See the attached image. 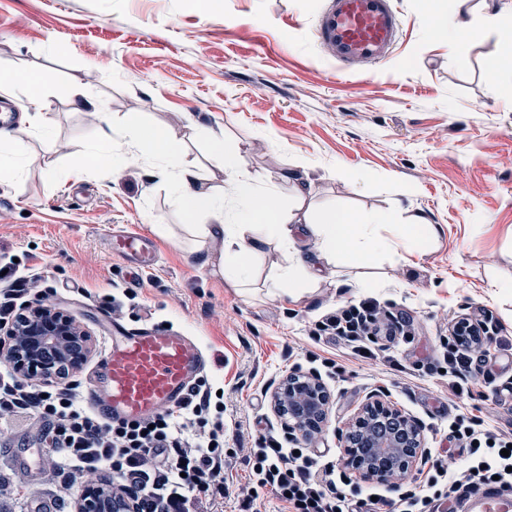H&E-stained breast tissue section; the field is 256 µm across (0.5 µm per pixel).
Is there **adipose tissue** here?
Wrapping results in <instances>:
<instances>
[{"label": "adipose tissue", "instance_id": "adipose-tissue-1", "mask_svg": "<svg viewBox=\"0 0 512 512\" xmlns=\"http://www.w3.org/2000/svg\"><path fill=\"white\" fill-rule=\"evenodd\" d=\"M482 4L484 24L480 27L464 15L432 11L431 35L463 51L482 36L484 28L498 21L495 0H482ZM125 129L131 157H151L167 165L182 212L191 219L200 214L210 216V223L201 225L200 233L223 245V262L215 264L211 251L201 245L193 250L195 260L200 267L224 276L234 287H246L266 246L274 240L286 249L287 257L268 279L270 292L298 299L317 287L322 266L344 257L362 263L383 255L396 258L401 248L429 244L436 235L422 215L394 209L366 213L334 209L315 222L298 217L294 211L283 209L276 194L261 191L254 177L225 152L223 145H214L212 154L222 165L224 180L219 185H208L179 164L182 145L165 128L144 125L139 115L131 114ZM303 235L317 243L313 258H304L295 247L296 237Z\"/></svg>", "mask_w": 512, "mask_h": 512}]
</instances>
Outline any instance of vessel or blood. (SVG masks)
Instances as JSON below:
<instances>
[{
    "label": "vessel or blood",
    "instance_id": "1",
    "mask_svg": "<svg viewBox=\"0 0 512 512\" xmlns=\"http://www.w3.org/2000/svg\"><path fill=\"white\" fill-rule=\"evenodd\" d=\"M399 32L393 0H331L322 14L316 37L330 45L342 72L357 63H382ZM121 253L147 266L153 260L150 240L138 230L115 237ZM111 344L96 366L85 391L87 402L105 417L143 420L180 405L203 373L206 360L198 341L161 326L128 328L108 322ZM460 512H512V495L493 487L467 496Z\"/></svg>",
    "mask_w": 512,
    "mask_h": 512
}]
</instances>
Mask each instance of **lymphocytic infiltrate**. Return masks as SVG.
I'll list each match as a JSON object with an SVG mask.
<instances>
[{
	"mask_svg": "<svg viewBox=\"0 0 512 512\" xmlns=\"http://www.w3.org/2000/svg\"><path fill=\"white\" fill-rule=\"evenodd\" d=\"M319 331L349 344L368 358L373 336L408 335L406 320L385 314L375 300L337 307L317 325ZM492 322H468L467 340L448 341V386L456 396L469 391L482 371L472 339L493 340ZM35 416L43 424L42 443L53 462V478L64 490L87 472L105 469L112 488L129 493L134 512H188L192 500L224 493V403L214 399L207 378L191 387L184 402L148 420L113 422L82 403L78 382L55 387L25 383L12 372L0 375V420ZM448 439L464 456L460 471L445 473L432 460L423 480L398 487L394 498L349 488L325 456L302 443L283 447L275 437L259 439L245 461L249 482L242 487V512H252L260 493L268 492L286 512H459L464 493L493 485L512 493V435H497L482 419L456 415Z\"/></svg>",
	"mask_w": 512,
	"mask_h": 512,
	"instance_id": "1",
	"label": "lymphocytic infiltrate"
}]
</instances>
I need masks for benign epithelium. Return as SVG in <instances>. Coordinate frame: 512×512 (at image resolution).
I'll use <instances>...</instances> for the list:
<instances>
[{"label":"benign epithelium","mask_w":512,"mask_h":512,"mask_svg":"<svg viewBox=\"0 0 512 512\" xmlns=\"http://www.w3.org/2000/svg\"><path fill=\"white\" fill-rule=\"evenodd\" d=\"M92 334L63 310L40 304L27 308L13 331L0 337V359L26 379L62 383L92 353ZM331 395L319 376L290 373L272 392L274 413L307 435L326 421ZM345 466L365 481L393 488L426 455L422 427L410 415L374 394L355 416L344 448ZM78 512H131L130 498L111 491L91 492Z\"/></svg>","instance_id":"benign-epithelium-1"}]
</instances>
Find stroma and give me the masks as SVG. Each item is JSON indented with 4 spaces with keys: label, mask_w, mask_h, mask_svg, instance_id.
Wrapping results in <instances>:
<instances>
[{
    "label": "stroma",
    "mask_w": 512,
    "mask_h": 512,
    "mask_svg": "<svg viewBox=\"0 0 512 512\" xmlns=\"http://www.w3.org/2000/svg\"><path fill=\"white\" fill-rule=\"evenodd\" d=\"M393 3L401 31L387 61L343 74L314 34L329 0H0V59L52 76L43 106L28 109L37 163L0 180V268L40 272L47 303L92 333L94 360L105 352L99 316L116 303L129 325L197 337L205 375L224 390L225 447L289 439L271 394L288 373L311 372L315 357L340 366L326 382L328 422L309 443L335 466L352 416L374 394L412 415L433 452L446 454L448 420L460 412L512 433V399L497 392L512 380V290L501 288L512 283V99L487 72L512 35V0H498L497 25L460 53L431 36L422 0ZM87 98L110 114L115 153L135 113L167 127L207 183L223 180L211 157L220 141L283 207L400 208L438 239L406 261L339 263L297 301L266 294L264 278L286 257L273 243L252 295L241 294L195 262L162 165L75 172L97 135ZM127 228L151 235L152 268L136 269L108 241ZM367 297L413 335L392 347L377 340L374 359L332 336L314 340L328 311ZM488 313L498 341L480 350L487 371L457 398L444 372L448 325ZM39 438L33 419L0 425V512H76L87 482L60 494ZM247 479L242 458L227 459L229 493L203 512H239Z\"/></svg>",
    "instance_id": "35a3bbf8"
}]
</instances>
